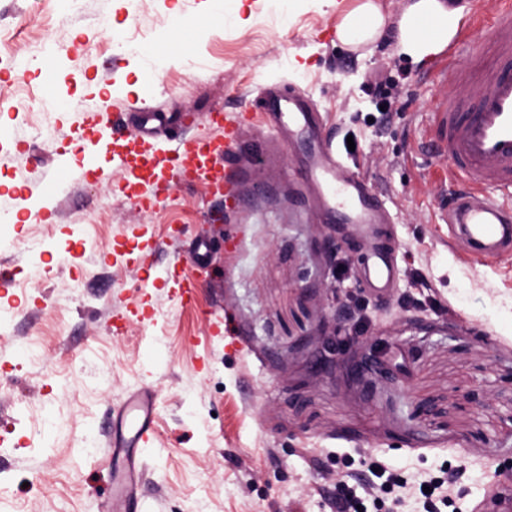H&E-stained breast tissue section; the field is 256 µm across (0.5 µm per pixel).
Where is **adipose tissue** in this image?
Wrapping results in <instances>:
<instances>
[{"instance_id": "adipose-tissue-1", "label": "adipose tissue", "mask_w": 512, "mask_h": 512, "mask_svg": "<svg viewBox=\"0 0 512 512\" xmlns=\"http://www.w3.org/2000/svg\"><path fill=\"white\" fill-rule=\"evenodd\" d=\"M463 14L447 0H412L396 27H389L378 0H359L336 21V37L350 50L387 40L397 53L420 61L440 52L456 33Z\"/></svg>"}]
</instances>
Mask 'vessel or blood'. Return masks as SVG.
Returning a JSON list of instances; mask_svg holds the SVG:
<instances>
[{
	"label": "vessel or blood",
	"instance_id": "obj_1",
	"mask_svg": "<svg viewBox=\"0 0 512 512\" xmlns=\"http://www.w3.org/2000/svg\"><path fill=\"white\" fill-rule=\"evenodd\" d=\"M470 20L483 25L487 37L450 42L446 57L432 69V80L448 86L450 93L429 108L431 149L466 185L442 207V223L451 236L465 239L473 253L489 257L512 252V0H497L489 13L475 6ZM315 113V105L298 93L277 100L269 111L276 125L306 136H312ZM254 119L245 109L225 113L222 136H177L161 152L153 143L154 129H142L135 138L123 135L117 114L108 110L92 113L89 128L112 135V153L128 185L139 189L138 205L150 209L168 196L172 185L200 180L212 192L232 196L227 161L242 129ZM312 138L310 177L336 223H376L381 205L367 182L343 163L331 139ZM397 276V263L389 253L376 252L364 265L365 282L375 292H389ZM156 417L151 388L128 392L113 413L112 447H145L153 437ZM134 472L129 464L115 476L105 512H128L137 492Z\"/></svg>",
	"mask_w": 512,
	"mask_h": 512
}]
</instances>
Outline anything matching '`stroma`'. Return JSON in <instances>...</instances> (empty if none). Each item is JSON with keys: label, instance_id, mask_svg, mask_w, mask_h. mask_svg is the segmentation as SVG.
<instances>
[{"label": "stroma", "instance_id": "stroma-1", "mask_svg": "<svg viewBox=\"0 0 512 512\" xmlns=\"http://www.w3.org/2000/svg\"><path fill=\"white\" fill-rule=\"evenodd\" d=\"M63 11L60 0H0L10 40L0 52V213L19 217L0 230V263L13 270L0 297V512H101L113 411L145 384L156 392V439L138 451L130 512H331L348 469L371 458L416 481L451 464L460 474L447 512H488L512 482V253L480 259L439 221L459 185L427 150L428 107L448 92L428 76L433 58L416 63L385 42L349 51L326 0H301L275 24L265 0H245L244 26L209 15L205 0H74L68 29L55 23ZM174 28L192 52L161 73L114 50V34L153 43ZM34 42L53 43L62 68H17ZM375 76L394 85L391 112L364 91ZM51 82L75 108L55 113L47 144ZM271 85L309 95L322 132L357 137L344 162L389 214L384 237L317 207L306 143L259 114ZM105 101L131 125L143 107L172 123L191 115V136L220 135L213 113H257L233 161L236 195L179 185L141 210L106 150L99 173L69 179L61 161L75 136L96 148L88 117ZM200 235L211 241L205 272L190 258ZM381 239L399 275L391 297L370 306L368 333L386 342L391 377L368 389L350 373L363 351L352 324L338 329L345 351L315 369L329 334L320 287L335 285L339 310L369 296L363 262ZM146 261L154 274L143 292ZM172 266L196 280L192 304L167 280ZM406 295L415 306L400 305ZM224 318L229 335L211 337L210 321Z\"/></svg>", "mask_w": 512, "mask_h": 512}]
</instances>
